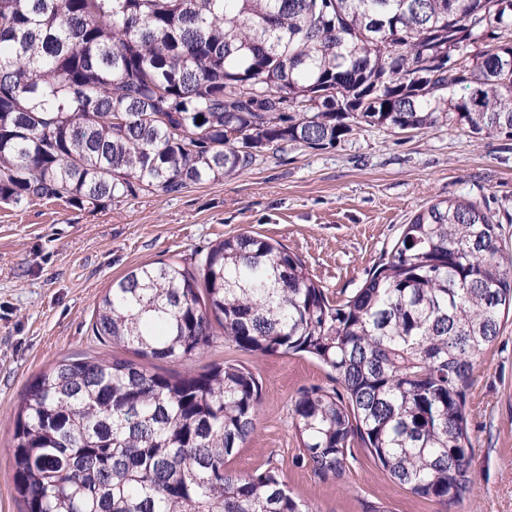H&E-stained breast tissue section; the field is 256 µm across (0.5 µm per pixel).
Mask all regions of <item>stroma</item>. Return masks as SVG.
<instances>
[{
	"mask_svg": "<svg viewBox=\"0 0 512 512\" xmlns=\"http://www.w3.org/2000/svg\"><path fill=\"white\" fill-rule=\"evenodd\" d=\"M453 197L499 224L502 254L512 259V140L453 123L357 128L334 147L292 146L178 195L140 191L98 208L63 199L0 202V512L22 509L12 427L29 383L73 354L121 353L92 333L94 310L113 279L251 231L296 254L330 298L343 300L418 210ZM223 361L243 364L262 386L255 430L227 457L226 470L248 476L278 468L291 496L317 512H512V314L477 359L466 399L472 491L451 505L411 493L358 442L342 477L314 474L292 426V403L301 390H332L337 382L312 357L263 356L220 340L197 358L160 362L156 370L186 375Z\"/></svg>",
	"mask_w": 512,
	"mask_h": 512,
	"instance_id": "obj_1",
	"label": "stroma"
}]
</instances>
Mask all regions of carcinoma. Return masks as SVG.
Wrapping results in <instances>:
<instances>
[{"label":"carcinoma","instance_id":"obj_1","mask_svg":"<svg viewBox=\"0 0 512 512\" xmlns=\"http://www.w3.org/2000/svg\"><path fill=\"white\" fill-rule=\"evenodd\" d=\"M511 27L512 0H0V202L179 194L361 125L451 119L512 139ZM498 229L471 201L435 202L336 303L298 256L245 231L113 280L92 332L148 361L189 360L220 335L308 354L344 389L293 404L317 475L340 477L357 439L416 496L458 501L474 364L512 313ZM260 392L236 363L171 376L61 359L13 423L23 512H317L273 469H224Z\"/></svg>","mask_w":512,"mask_h":512}]
</instances>
